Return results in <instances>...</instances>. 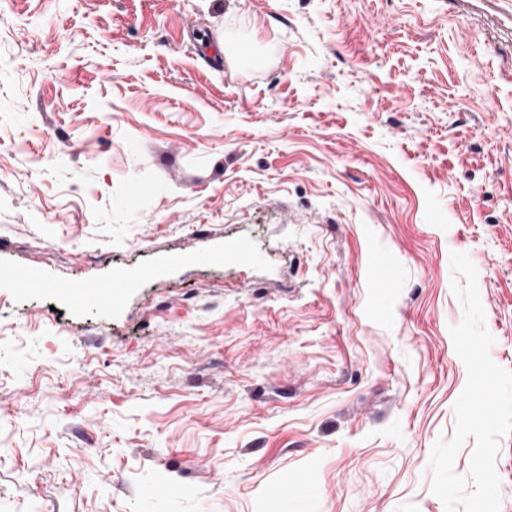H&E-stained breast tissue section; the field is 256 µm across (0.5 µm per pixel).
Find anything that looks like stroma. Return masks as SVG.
Masks as SVG:
<instances>
[{"instance_id":"stroma-1","label":"stroma","mask_w":512,"mask_h":512,"mask_svg":"<svg viewBox=\"0 0 512 512\" xmlns=\"http://www.w3.org/2000/svg\"><path fill=\"white\" fill-rule=\"evenodd\" d=\"M454 252L512 371V0H0V512H445Z\"/></svg>"}]
</instances>
